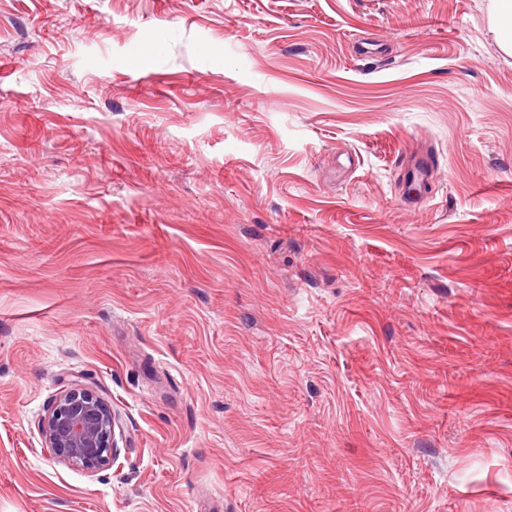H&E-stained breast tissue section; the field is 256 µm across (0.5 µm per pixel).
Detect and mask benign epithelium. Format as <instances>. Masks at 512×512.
<instances>
[{"label":"benign epithelium","mask_w":512,"mask_h":512,"mask_svg":"<svg viewBox=\"0 0 512 512\" xmlns=\"http://www.w3.org/2000/svg\"><path fill=\"white\" fill-rule=\"evenodd\" d=\"M112 405L80 384L57 395L42 421L45 448L60 461L100 470L115 460Z\"/></svg>","instance_id":"obj_1"}]
</instances>
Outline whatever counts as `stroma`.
Here are the masks:
<instances>
[{"label": "stroma", "mask_w": 512, "mask_h": 512, "mask_svg": "<svg viewBox=\"0 0 512 512\" xmlns=\"http://www.w3.org/2000/svg\"><path fill=\"white\" fill-rule=\"evenodd\" d=\"M489 3L0 0V512H512ZM117 426L112 405L80 384L57 395L42 421L45 448L60 461L100 470L115 460Z\"/></svg>", "instance_id": "35a3bbf8"}]
</instances>
